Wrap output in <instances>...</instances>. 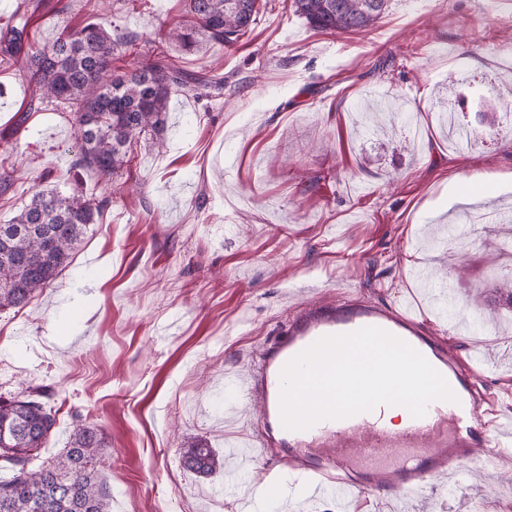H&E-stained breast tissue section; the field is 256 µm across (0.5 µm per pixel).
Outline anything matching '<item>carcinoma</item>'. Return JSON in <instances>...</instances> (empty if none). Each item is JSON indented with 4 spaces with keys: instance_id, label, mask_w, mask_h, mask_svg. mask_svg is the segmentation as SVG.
<instances>
[{
    "instance_id": "obj_1",
    "label": "carcinoma",
    "mask_w": 512,
    "mask_h": 512,
    "mask_svg": "<svg viewBox=\"0 0 512 512\" xmlns=\"http://www.w3.org/2000/svg\"><path fill=\"white\" fill-rule=\"evenodd\" d=\"M390 0H293L295 14L324 32H363L374 26ZM88 19L56 41L31 40L27 23L0 35V55L26 67L38 102H56L69 111L79 144L74 168L91 169L112 180L130 162L133 143L160 134L172 94L193 85L222 89L224 77L175 66L159 47L141 54L138 37H112L99 0H79ZM185 19L164 33L186 50L205 42L234 45L254 24L261 0H182ZM120 58L132 66L113 65ZM106 201L59 187L37 189L8 223L0 224V311L23 308L50 287L71 263ZM46 391L35 388L0 397V512H111L110 494L96 466L105 447L94 426L76 424L63 454L42 460L56 429ZM190 471L209 475L224 466L199 443L179 449Z\"/></svg>"
}]
</instances>
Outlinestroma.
Instances as JSON below:
<instances>
[{"label":"stroma","instance_id":"1","mask_svg":"<svg viewBox=\"0 0 512 512\" xmlns=\"http://www.w3.org/2000/svg\"><path fill=\"white\" fill-rule=\"evenodd\" d=\"M111 3L113 36L138 35L144 52L181 15L180 0ZM83 19L72 0H43L30 36L49 43ZM171 56L229 82L174 95L163 147L134 144L109 184L72 172L68 112L30 111L26 72L0 64V169L15 174L0 224L35 184L110 200L53 285L0 312V395L54 391L46 457L80 416L104 435L112 512H264L246 504L251 488L307 476L238 464L246 402L224 381L314 290L417 300L425 331L478 357V389L512 414V308L442 316L411 276L427 266L456 299L491 300L493 270L512 269V223L492 219L512 207V181L495 196L469 183L512 174V116L487 99L512 91V0H390L354 33L318 31L292 0H265L233 47ZM451 97L473 133L463 148L440 124ZM189 443L213 448L223 470L186 469L177 450ZM274 512H512V446L478 454L454 487L441 478L417 497L365 491Z\"/></svg>","mask_w":512,"mask_h":512}]
</instances>
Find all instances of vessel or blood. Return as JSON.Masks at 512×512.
<instances>
[{
	"mask_svg": "<svg viewBox=\"0 0 512 512\" xmlns=\"http://www.w3.org/2000/svg\"><path fill=\"white\" fill-rule=\"evenodd\" d=\"M365 327L385 330L421 353L447 380L455 401L432 402L423 417L409 418L397 431L385 423V404L347 418L325 419L303 431L286 430L280 415L284 366L322 337ZM476 374L475 367L449 352L444 339L423 332L413 302L384 308L349 292L334 302L315 293L293 311L235 387L258 406L248 444L253 458L310 471L309 498L350 500L366 489L422 494L438 476L455 478L476 448L511 446L512 418L497 420L493 436L484 434Z\"/></svg>",
	"mask_w": 512,
	"mask_h": 512,
	"instance_id": "vessel-or-blood-1",
	"label": "vessel or blood"
}]
</instances>
